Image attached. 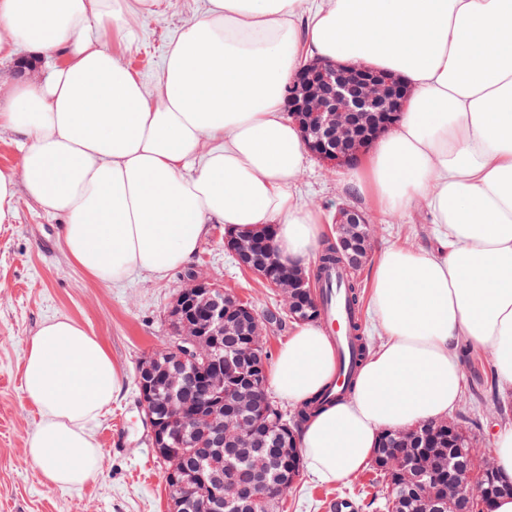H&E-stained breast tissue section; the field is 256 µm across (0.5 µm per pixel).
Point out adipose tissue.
Here are the masks:
<instances>
[{
  "instance_id": "adipose-tissue-1",
  "label": "adipose tissue",
  "mask_w": 512,
  "mask_h": 512,
  "mask_svg": "<svg viewBox=\"0 0 512 512\" xmlns=\"http://www.w3.org/2000/svg\"><path fill=\"white\" fill-rule=\"evenodd\" d=\"M128 0H0V63L18 49L61 66L0 105L18 165L0 167V224L25 194L63 220L68 256L103 284L185 265L209 225L275 229L291 266L323 234L299 191L307 157L285 88L305 57L400 74L412 97L341 186L385 215L425 209L436 249L394 245L373 274L383 340L353 395L302 427L321 483L362 471L382 434L448 415L462 393L460 338L488 350L512 387V0H208L169 44L146 89L103 43L135 33ZM324 331L294 326L269 375L297 406L333 377ZM123 378L99 340L45 321L23 355L22 394L38 409L26 441L45 484L98 472L93 424Z\"/></svg>"
}]
</instances>
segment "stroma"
Segmentation results:
<instances>
[{"label": "stroma", "mask_w": 512, "mask_h": 512, "mask_svg": "<svg viewBox=\"0 0 512 512\" xmlns=\"http://www.w3.org/2000/svg\"><path fill=\"white\" fill-rule=\"evenodd\" d=\"M204 5L205 0H161L154 12L131 13L134 42L112 32L105 43L147 87H154L168 44ZM341 179V170L308 158L302 194L327 219L338 206L364 205L342 190ZM367 216L374 228L375 254L394 243L426 249L436 245L426 210L402 219L373 210ZM61 227L59 217L23 195L17 200L15 222L0 224V512H169L163 467L149 444L134 378L138 363L167 344V311L186 270L161 280L135 275L113 286L102 285L69 259ZM189 268L258 311L275 304L272 290L225 251L223 225L210 226ZM62 316L91 330L123 374L119 398L95 427L99 471L93 480L70 490L45 484L28 457L26 440L37 413L20 388L28 339L45 320ZM493 367L488 350L471 348L462 359V397L448 415L489 454L498 428L512 424V411L502 416L493 405L498 398L512 402V388L498 383ZM386 494L384 481L370 466L330 484L318 483L304 471L276 512H329V504L339 499L351 500L359 512H377L375 502Z\"/></svg>", "instance_id": "35a3bbf8"}]
</instances>
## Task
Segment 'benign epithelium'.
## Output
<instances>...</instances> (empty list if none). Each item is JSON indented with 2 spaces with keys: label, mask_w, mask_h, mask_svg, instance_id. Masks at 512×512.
Instances as JSON below:
<instances>
[{
  "label": "benign epithelium",
  "mask_w": 512,
  "mask_h": 512,
  "mask_svg": "<svg viewBox=\"0 0 512 512\" xmlns=\"http://www.w3.org/2000/svg\"><path fill=\"white\" fill-rule=\"evenodd\" d=\"M411 96L407 84L399 77L366 66H348L321 60L302 68L290 83L288 112L299 125L308 151L330 167L348 166L356 162L365 149L398 121L400 112ZM338 224H366L367 217L354 207H343L336 215ZM224 246L238 261L250 257L252 243L243 237L224 235ZM255 272L284 301L288 294L306 287L302 273L280 275L283 262ZM228 294L211 278L195 271L184 278V286L176 294L168 314L181 316V327L169 337L168 346L143 365L139 381L140 404L146 414L152 442L157 448L167 442H182L187 432L203 430L210 435L211 446L224 444L230 434L239 442H247L254 433L253 414L266 372L257 380L229 390L234 400L236 419L224 421V411L204 402L187 410L179 391L187 379L201 366L205 389L224 393V367L238 361L236 355H224V299ZM240 468L236 461L224 460V469L214 474L217 485L225 488L204 512H236L233 495L247 490L250 499L262 502L270 491L258 484L244 489L237 484ZM448 487L452 499L470 500L479 494L472 476L462 474L457 462L448 458Z\"/></svg>",
  "instance_id": "1"
}]
</instances>
